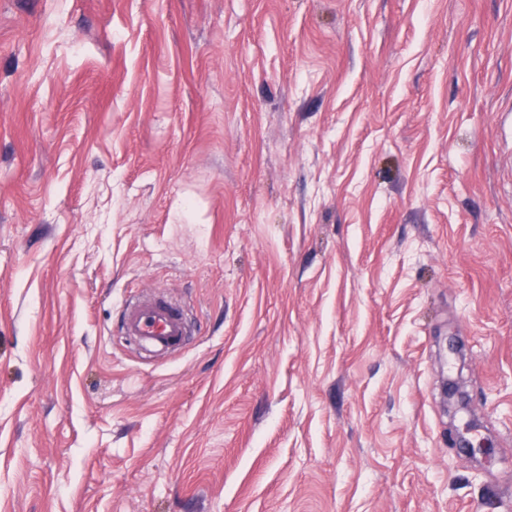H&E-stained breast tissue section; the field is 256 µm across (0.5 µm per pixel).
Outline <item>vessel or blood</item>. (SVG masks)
I'll return each mask as SVG.
<instances>
[{
    "instance_id": "1",
    "label": "vessel or blood",
    "mask_w": 512,
    "mask_h": 512,
    "mask_svg": "<svg viewBox=\"0 0 512 512\" xmlns=\"http://www.w3.org/2000/svg\"><path fill=\"white\" fill-rule=\"evenodd\" d=\"M121 330L146 358L180 352L191 334L181 307L166 297L150 293L125 306Z\"/></svg>"
}]
</instances>
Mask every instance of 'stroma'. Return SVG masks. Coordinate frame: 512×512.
I'll return each instance as SVG.
<instances>
[{
    "instance_id": "obj_1",
    "label": "stroma",
    "mask_w": 512,
    "mask_h": 512,
    "mask_svg": "<svg viewBox=\"0 0 512 512\" xmlns=\"http://www.w3.org/2000/svg\"><path fill=\"white\" fill-rule=\"evenodd\" d=\"M511 113L512 0H0V512H512ZM121 331L145 358L167 357L180 352L191 335L181 307L164 296L150 293L124 307Z\"/></svg>"
}]
</instances>
